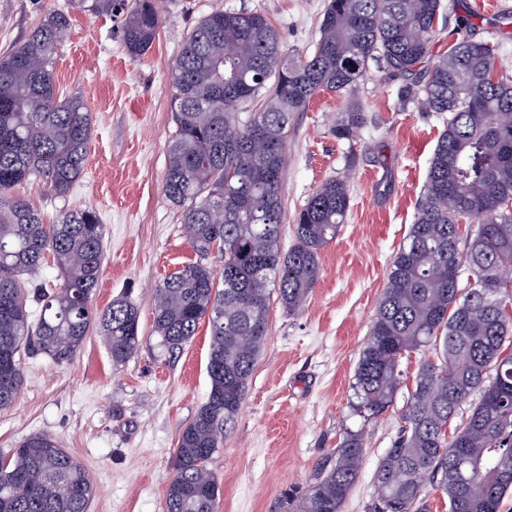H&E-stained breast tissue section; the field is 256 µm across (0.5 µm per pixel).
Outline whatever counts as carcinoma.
I'll return each instance as SVG.
<instances>
[{
    "mask_svg": "<svg viewBox=\"0 0 512 512\" xmlns=\"http://www.w3.org/2000/svg\"><path fill=\"white\" fill-rule=\"evenodd\" d=\"M154 2L67 0L0 55V411L20 393L21 353L30 347L66 364L94 328L120 364L141 344L138 310L128 299L102 310L93 304L104 238L96 211L67 210L47 224L14 189L39 177L63 196L84 168L91 113L80 97L60 92L55 72L69 13L120 18L122 44L137 59L161 23ZM445 10L443 0H328L305 54L286 49L258 12L215 11L186 37L170 71L175 133L162 189L182 209L200 260L157 285L153 329L172 352L207 321L210 391L173 451L166 512H214L219 487L208 464L262 349L271 291L288 311L299 309L319 279L320 249L346 222L347 181L330 179L296 214L295 242L281 251L292 116L318 94L352 90L371 61L390 75L415 74ZM461 31L432 59L426 81L398 91L399 105L442 116L444 131L357 361L354 414L367 421L393 404L404 354L431 346L437 361L426 359L418 370L404 426L376 471L369 512H429L421 497L427 482L447 496L449 512H500L512 492V288L499 278L512 269V79L496 77L495 46L475 39L466 24ZM258 96L260 110L242 119L241 104ZM365 122L353 107L332 132L350 140ZM464 220L476 221L477 230L462 251ZM214 249L224 254L219 273L204 263ZM48 254L61 282L26 287L21 276L39 274ZM32 301L40 306L34 323ZM475 393L467 424L448 438V425ZM363 449V434L347 432L322 478L288 493L287 512H342ZM20 482L33 492L11 494ZM93 494L88 472L49 435L32 434L0 458V512H88Z\"/></svg>",
    "mask_w": 512,
    "mask_h": 512,
    "instance_id": "carcinoma-1",
    "label": "carcinoma"
}]
</instances>
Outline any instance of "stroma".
Returning a JSON list of instances; mask_svg holds the SVG:
<instances>
[{
    "mask_svg": "<svg viewBox=\"0 0 512 512\" xmlns=\"http://www.w3.org/2000/svg\"><path fill=\"white\" fill-rule=\"evenodd\" d=\"M433 53L447 51L468 18L476 38L498 48L497 71L512 77V0H444ZM66 0H0V54L23 41L49 10ZM327 0H160L161 24L150 50L131 59L119 23L74 12L57 48L61 89L81 97L93 133L83 174L57 197L33 179L16 187L46 222L64 210L90 207L104 226L105 259L93 302L125 297L139 311V350L113 364L106 345L89 334L73 361L22 355L23 386L0 411V457L29 435L45 433L91 475L89 512H165L175 474L173 450L210 390V332L200 325L182 349L168 352L153 332L154 289L169 273L196 262L178 208L162 178L175 131L170 68L193 26L214 10L257 11L275 26L285 48L312 49ZM405 78L370 63L346 93H322L295 113L285 142L280 194L285 222L280 245L294 240V216L330 178L347 179L350 207L340 234L319 252L320 277L303 306L288 311L271 297L268 332L240 411L209 464L219 493L215 512H284L294 487L313 484L336 457L346 431L363 430L359 477L342 512H368L374 473L402 426L401 414L424 359L400 362L403 383L382 415L362 421L350 402L359 354L387 283L388 268L414 221L443 121L399 107ZM358 105L366 124L351 141L332 128Z\"/></svg>",
    "mask_w": 512,
    "mask_h": 512,
    "instance_id": "35a3bbf8",
    "label": "stroma"
}]
</instances>
